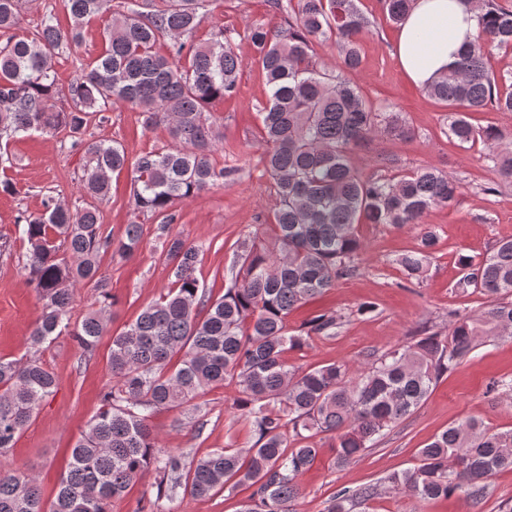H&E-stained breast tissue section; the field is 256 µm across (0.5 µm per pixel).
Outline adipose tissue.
<instances>
[{"instance_id":"adipose-tissue-1","label":"adipose tissue","mask_w":512,"mask_h":512,"mask_svg":"<svg viewBox=\"0 0 512 512\" xmlns=\"http://www.w3.org/2000/svg\"><path fill=\"white\" fill-rule=\"evenodd\" d=\"M478 20L468 0H414L393 44L400 68L416 86L432 84L447 74Z\"/></svg>"}]
</instances>
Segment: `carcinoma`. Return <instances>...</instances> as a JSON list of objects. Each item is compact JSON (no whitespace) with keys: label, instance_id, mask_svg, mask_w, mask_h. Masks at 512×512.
<instances>
[{"label":"carcinoma","instance_id":"1","mask_svg":"<svg viewBox=\"0 0 512 512\" xmlns=\"http://www.w3.org/2000/svg\"><path fill=\"white\" fill-rule=\"evenodd\" d=\"M64 2L67 30L47 19L24 34L20 0H0V138L68 131L83 152L81 190L96 202L110 198L112 174L132 173L135 220L118 238L105 233L92 204L72 209L49 201L18 225L27 244L26 282L42 303L29 343L38 348L65 334L84 357L109 334L113 297L103 256L133 255L144 236L138 217L161 219L164 232L176 221L177 201L237 173L210 160L223 135L207 112L214 101L237 94L243 60L222 30L204 43L190 41L209 0H128L122 11L112 9V0ZM474 2L481 24L451 72L425 92L448 106V138L461 147L482 141L500 181L511 183L512 146L497 127L473 126L469 114L490 107L512 112V83L503 87L505 80L485 66L494 50L512 49V4ZM380 3L386 19L400 24L412 0ZM273 8L281 23L255 25L245 37L268 88L261 138L276 195L274 246H258L249 236L238 242L224 294L215 298L197 276L204 247L167 236L171 287L112 335L109 366L116 383L71 449L54 499L43 500L37 476L0 467V512H108L151 468L162 474L158 499L179 489L202 498L246 485L252 492L240 512H291L301 495L300 477L316 459L317 436L333 434L336 464H349L413 414L478 341L512 329V239H503L483 256L458 257L456 290L479 293L487 305L476 315L455 316L448 336H422L396 347L356 376L345 364L307 371L288 364L289 350L335 334L332 314L313 317L303 331L289 330L288 316L355 271L359 225L416 226L418 247L398 264L418 278L437 244L423 218L454 204L460 181L433 166L400 169L389 157L395 171L388 175L366 176L351 163L353 149L378 135L415 137L348 77L361 64L360 38L373 27L358 0H273ZM103 16L110 17L107 47L80 65L67 88L70 106L62 109L54 59L79 44L86 21ZM162 40L168 41L166 55L154 50ZM328 41L336 46V72L317 52ZM117 102L141 112L145 128L166 127L174 145L132 159L120 143L90 136L91 122H104ZM81 284L92 285L98 308L73 324ZM226 381L238 386L235 407L255 427L254 445L216 449L188 466L179 455H162L152 416L190 407L207 387ZM56 389L55 374L39 359L0 358L1 454L14 447ZM504 469H512V429L491 431L468 419L436 435L412 467L390 474L385 484L419 501L459 494L477 505L485 481ZM375 494L373 487L342 489L327 512H352Z\"/></svg>","mask_w":512,"mask_h":512}]
</instances>
